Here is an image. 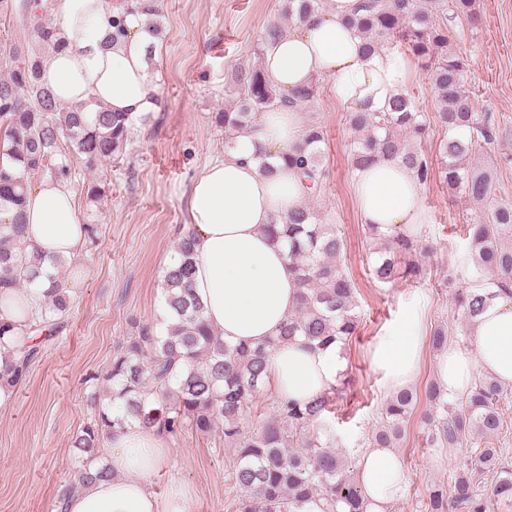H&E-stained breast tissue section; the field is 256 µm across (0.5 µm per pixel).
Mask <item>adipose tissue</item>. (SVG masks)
<instances>
[{
  "instance_id": "adipose-tissue-1",
  "label": "adipose tissue",
  "mask_w": 512,
  "mask_h": 512,
  "mask_svg": "<svg viewBox=\"0 0 512 512\" xmlns=\"http://www.w3.org/2000/svg\"><path fill=\"white\" fill-rule=\"evenodd\" d=\"M358 2L327 0L322 13L291 28L265 56L271 83L289 94L324 76L347 111H385L402 92L410 61L389 47L364 53L357 32L344 23ZM54 11L67 48L43 57L42 80L60 101L104 106L134 118L158 110L147 49L161 41L148 36L145 14L126 15L128 35L113 44L111 0H54ZM309 122L300 105L265 113L258 131L239 134L224 157L211 161L192 183L193 286L207 322L229 344L256 345L278 336L298 305L288 249L272 242L264 228L305 205L307 193L295 170L278 162L265 174L259 161L298 143ZM354 182L362 223L380 225L385 232L427 223L424 186L401 163L378 160L356 171ZM74 196L68 182L44 179L28 196L22 228H14L10 213H0V237L17 238L30 254L77 255L87 235ZM44 302L42 289L0 287V317L16 325L30 321ZM470 331L475 349L451 346L436 360V378L451 398L466 395L479 373L512 385V302L494 301ZM422 342L410 319L379 340L373 367L390 388L405 387L415 378ZM340 371L337 348H312L299 338L270 350L266 387L276 397L305 402L336 387ZM108 446L113 477L70 496L67 512H187L182 488L172 487L162 497L150 487L152 473L165 459L161 436L132 427L117 432ZM359 481L366 492L365 512H388L406 477L393 451L373 448L361 457Z\"/></svg>"
}]
</instances>
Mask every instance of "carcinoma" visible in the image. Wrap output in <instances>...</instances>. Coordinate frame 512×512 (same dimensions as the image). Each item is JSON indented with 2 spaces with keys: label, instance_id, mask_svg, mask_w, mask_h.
I'll return each mask as SVG.
<instances>
[{
  "label": "carcinoma",
  "instance_id": "obj_1",
  "mask_svg": "<svg viewBox=\"0 0 512 512\" xmlns=\"http://www.w3.org/2000/svg\"><path fill=\"white\" fill-rule=\"evenodd\" d=\"M136 7L154 17L153 34L162 35L156 0H136ZM325 0H286L284 15L295 24L322 11ZM48 4L36 0H0V16L15 22L43 49L61 52L66 40L59 23L48 18ZM464 17L475 24L480 13L476 0H361L348 18L363 39V50L372 53L384 46H404L417 60L431 83L434 108L448 138L432 162L417 147L427 134L428 119L414 98L404 92L394 97L383 113L349 112L354 132L350 143L351 170L367 167L379 158L400 162L415 171L427 185L434 179L451 193L484 209L485 221L470 225L468 261L477 284L448 289L460 312V335L496 299L512 302V202L498 196L491 171L473 163V157L496 139L487 116L475 110L465 81L466 63L451 46L449 24ZM286 35L282 24L265 28L256 46L260 63L238 79V106L215 115L224 128L227 148L234 135L251 131L265 112L290 102L305 103L318 91V80L288 97L268 79L262 60ZM14 66L0 78V210L13 214L12 223H24V209L32 180L54 178L71 181L76 166L92 168L122 154L135 123L128 114L101 107L86 112L59 101L41 82L43 55L25 53L18 41H0V56ZM322 127L312 122L302 132L301 144L281 153L289 168L299 170L307 192L321 190L325 171L320 164ZM366 230L383 241L370 265L371 277L392 284L400 276L422 279L426 267L414 259L422 231H396L390 235L379 226ZM270 234L288 245V257L297 274L300 300L279 336L256 346H230L210 328L193 288L196 262L193 234L178 239L182 260L164 272L161 284L163 309L170 323L138 326L112 356L105 377L109 387L88 397L93 416L76 436L73 447L82 452L74 481L57 499L66 498L86 484L112 477L104 462L105 440L127 426L154 429L171 438L190 428L204 436H224L235 445L229 468L233 486L245 492L238 512H365V492L350 474L348 461L334 446L311 434V428L333 413L349 382L341 379L329 392L307 402L274 401V417L248 434L240 420L248 405L265 389L270 348L297 336L315 348L334 344L346 347L358 334L360 314L356 288L340 256L341 231L322 222L318 212L305 205L281 222L269 225ZM65 260L27 255L14 239H0V285L41 288L49 283L46 302L35 319L22 330L0 318V355L12 352L16 336H23L17 356L0 365V387L13 394L38 354L39 342L53 337L64 323L71 299L61 276ZM512 390L481 375L468 394L450 400L432 382L425 388L430 412L422 417L429 445L457 448L471 445L476 451L456 468L447 486L428 488L426 512H491L492 502L512 506V457L508 449L493 446L492 438L503 427L498 404ZM417 404V394L403 389L390 398L383 425L370 441L372 448H387L401 436ZM491 475V492L483 493L481 479Z\"/></svg>",
  "mask_w": 512,
  "mask_h": 512
}]
</instances>
